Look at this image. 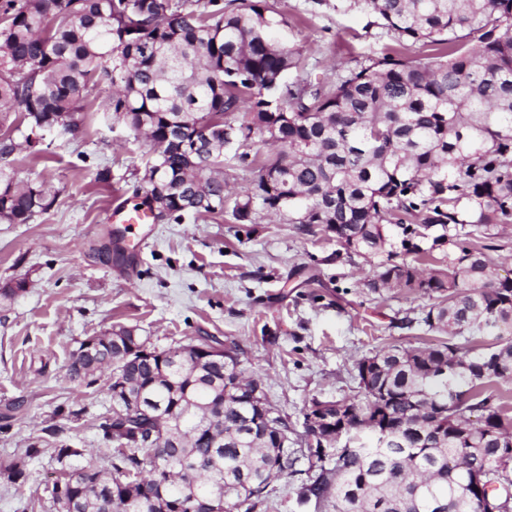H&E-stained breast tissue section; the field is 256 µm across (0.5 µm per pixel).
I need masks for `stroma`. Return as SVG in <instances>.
Here are the masks:
<instances>
[{
  "label": "stroma",
  "instance_id": "obj_1",
  "mask_svg": "<svg viewBox=\"0 0 512 512\" xmlns=\"http://www.w3.org/2000/svg\"><path fill=\"white\" fill-rule=\"evenodd\" d=\"M288 21V43L307 59L299 78L330 82L386 54L427 62L430 44L379 26L365 7L343 0H268ZM98 84L76 136H46L40 152L21 150L15 181L44 187L51 208L27 224L0 221V287L26 289L0 304V460H25L27 478L0 483V512H53L55 465L49 455L26 460L50 428L77 448H108L102 423L112 417L105 382L85 386L67 369L81 342L119 326L165 350L207 337L236 344L242 367L262 378L270 404L302 431L312 399L353 397L356 362L388 344L417 345L418 332L400 327L428 300L403 288L364 287L371 269L324 232L302 233L287 217L258 212L233 223L234 203L251 193L257 172L225 165L224 214L153 221L146 242L109 249L115 201L144 198L150 143L100 110L110 95ZM109 181H100L102 171ZM307 462L273 482L257 512H314L300 503Z\"/></svg>",
  "mask_w": 512,
  "mask_h": 512
}]
</instances>
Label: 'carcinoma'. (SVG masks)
I'll use <instances>...</instances> for the list:
<instances>
[{
	"instance_id": "obj_1",
	"label": "carcinoma",
	"mask_w": 512,
	"mask_h": 512,
	"mask_svg": "<svg viewBox=\"0 0 512 512\" xmlns=\"http://www.w3.org/2000/svg\"><path fill=\"white\" fill-rule=\"evenodd\" d=\"M360 3L401 39L436 47L427 63L384 56L336 81L290 85L305 66L288 46V21L267 0H0V221L28 224L48 210L42 186L9 175L20 133L29 148L47 134L74 135L84 94L115 85L105 110L155 148L146 204L166 183L155 217L224 213V149L257 168L252 194L233 217L256 207L286 214L305 234L325 225L349 255L370 263L366 287L405 288L433 300L420 318L441 338L386 345L356 364L358 394L326 402L318 422L326 456L308 465L299 491L317 512H476L461 474L498 483L483 512H512V277L492 253L512 225V0H347ZM248 105L247 117L225 118ZM272 146L267 156L247 148ZM448 247L444 269L427 271ZM493 336L480 345L477 337ZM123 361L133 397L143 393L185 416L179 447L162 429L144 443L139 417L103 423L123 440L109 468L69 466L66 491L83 512H128V498L157 499L154 512L195 507L227 488V512H255L274 475L299 461L288 417L267 418L247 400L239 358L219 360L170 383L158 360L100 341L85 381L99 364ZM216 418L224 447L199 428ZM26 470L0 462V480Z\"/></svg>"
}]
</instances>
